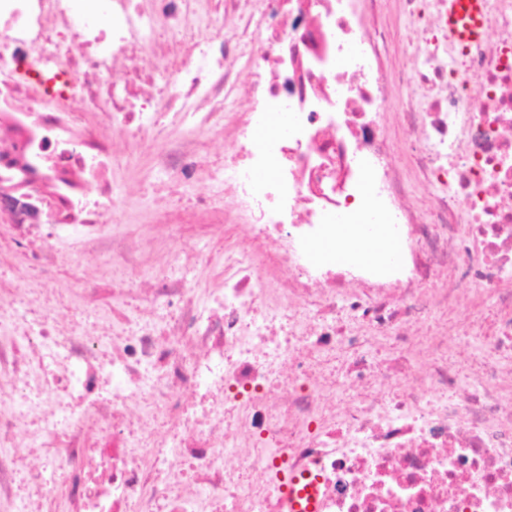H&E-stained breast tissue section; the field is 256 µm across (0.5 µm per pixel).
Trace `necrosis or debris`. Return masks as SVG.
I'll return each instance as SVG.
<instances>
[{"label":"necrosis or debris","mask_w":512,"mask_h":512,"mask_svg":"<svg viewBox=\"0 0 512 512\" xmlns=\"http://www.w3.org/2000/svg\"><path fill=\"white\" fill-rule=\"evenodd\" d=\"M382 2L0 0V512H512V0ZM394 1L395 0H389L386 9L381 15L380 21L392 31H403V36L397 37L390 45V54L394 59L400 60L412 52V45L406 37L404 20ZM483 0H449L448 1V30L457 32L463 17L468 18L466 26L460 30L463 40L475 41L483 39L486 26L483 23ZM158 175L151 170L150 159L145 154L133 153L130 158L128 168L122 174V180L119 186L124 189V185L143 181L146 185L157 180Z\"/></svg>","instance_id":"obj_1"}]
</instances>
